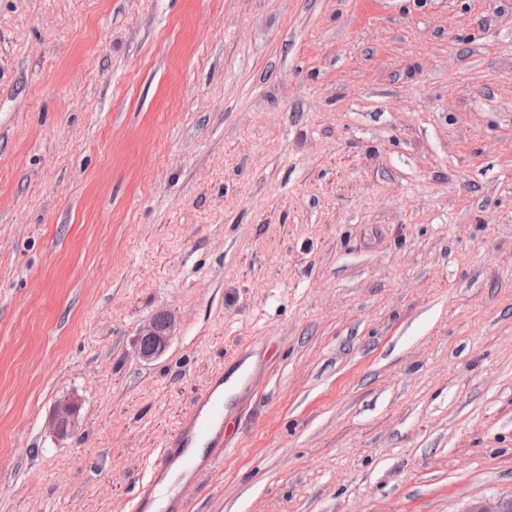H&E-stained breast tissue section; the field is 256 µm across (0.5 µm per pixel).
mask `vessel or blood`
Returning a JSON list of instances; mask_svg holds the SVG:
<instances>
[{
  "label": "vessel or blood",
  "mask_w": 512,
  "mask_h": 512,
  "mask_svg": "<svg viewBox=\"0 0 512 512\" xmlns=\"http://www.w3.org/2000/svg\"><path fill=\"white\" fill-rule=\"evenodd\" d=\"M202 441L216 447L224 443V403L204 394L197 397L170 448L162 453L163 469H172L176 464H183L194 474H202L206 469L204 460L184 454L183 449L189 442Z\"/></svg>",
  "instance_id": "b4317fda"
}]
</instances>
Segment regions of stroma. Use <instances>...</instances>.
I'll return each instance as SVG.
<instances>
[{
  "mask_svg": "<svg viewBox=\"0 0 512 512\" xmlns=\"http://www.w3.org/2000/svg\"><path fill=\"white\" fill-rule=\"evenodd\" d=\"M243 343L181 512L512 496V0H0V512H130ZM174 320L168 313H160L142 329L138 355L149 361L159 357L167 348L173 336ZM78 406L69 399L59 401L51 415V424L59 434H67L72 431L77 421Z\"/></svg>",
  "mask_w": 512,
  "mask_h": 512,
  "instance_id": "obj_1",
  "label": "stroma"
}]
</instances>
